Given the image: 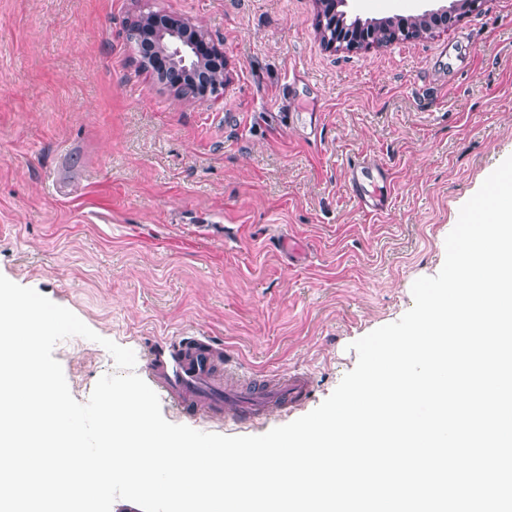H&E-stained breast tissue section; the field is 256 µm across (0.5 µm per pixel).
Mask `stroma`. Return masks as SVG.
Segmentation results:
<instances>
[{
    "label": "stroma",
    "mask_w": 512,
    "mask_h": 512,
    "mask_svg": "<svg viewBox=\"0 0 512 512\" xmlns=\"http://www.w3.org/2000/svg\"><path fill=\"white\" fill-rule=\"evenodd\" d=\"M153 13L223 50L219 98H177L131 38ZM386 163L388 206L361 208L347 161ZM512 156V0L421 37L325 48L314 0H0V275L75 313L98 341L53 356L86 402L144 374L154 337H216L242 381L305 373L318 407L354 341L398 321L436 275L461 206Z\"/></svg>",
    "instance_id": "obj_1"
}]
</instances>
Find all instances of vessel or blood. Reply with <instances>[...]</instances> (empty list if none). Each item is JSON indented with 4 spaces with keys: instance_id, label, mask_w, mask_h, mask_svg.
<instances>
[{
    "instance_id": "vessel-or-blood-1",
    "label": "vessel or blood",
    "mask_w": 512,
    "mask_h": 512,
    "mask_svg": "<svg viewBox=\"0 0 512 512\" xmlns=\"http://www.w3.org/2000/svg\"><path fill=\"white\" fill-rule=\"evenodd\" d=\"M351 187L362 208L383 210L388 181L386 166L373 158L350 160ZM150 387L183 417L198 422L221 417L250 422L274 406L296 405L309 396L303 375L272 376L257 390L229 384L234 369L224 362V348L205 335L151 341L145 354Z\"/></svg>"
}]
</instances>
